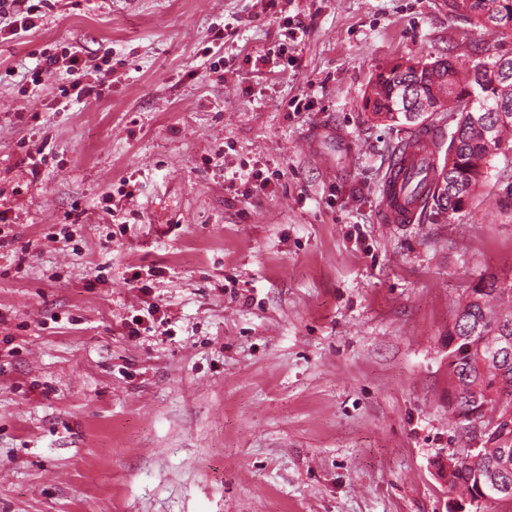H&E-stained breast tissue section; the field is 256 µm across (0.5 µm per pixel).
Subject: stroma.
Returning a JSON list of instances; mask_svg holds the SVG:
<instances>
[{
  "label": "stroma",
  "mask_w": 512,
  "mask_h": 512,
  "mask_svg": "<svg viewBox=\"0 0 512 512\" xmlns=\"http://www.w3.org/2000/svg\"><path fill=\"white\" fill-rule=\"evenodd\" d=\"M488 40L448 0H45L0 34V512H448L435 461L488 444L448 330L512 276V160L460 223H383L409 131L362 100ZM74 44L109 94L33 93Z\"/></svg>",
  "instance_id": "stroma-1"
}]
</instances>
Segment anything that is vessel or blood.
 <instances>
[{
    "mask_svg": "<svg viewBox=\"0 0 512 512\" xmlns=\"http://www.w3.org/2000/svg\"><path fill=\"white\" fill-rule=\"evenodd\" d=\"M396 172L386 175L381 192L380 210L384 223L412 224L422 215V206L411 187L432 179L435 153L433 133H414L404 140L394 158Z\"/></svg>",
    "mask_w": 512,
    "mask_h": 512,
    "instance_id": "obj_1",
    "label": "vessel or blood"
}]
</instances>
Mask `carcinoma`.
<instances>
[{"mask_svg": "<svg viewBox=\"0 0 512 512\" xmlns=\"http://www.w3.org/2000/svg\"><path fill=\"white\" fill-rule=\"evenodd\" d=\"M449 10L468 17L485 30H493L504 41L512 38V0H448ZM465 76H460L451 59L431 62L394 64L378 73L371 89L363 97L364 109L375 119L389 125L413 127L400 111L403 93L420 96L438 112L455 115L453 130L438 178L448 183V196H438V187L428 186L422 198L423 208H433L460 217L477 196V189L487 181L493 159L512 152V116L498 124L494 136L486 135V125L493 123L489 108L512 107V80L505 82L496 69L504 54L476 45ZM456 320L448 335L459 341L448 351V377L456 396L448 410L460 421L472 422L479 409L512 411L511 361L502 365L484 364L488 345L507 334L512 337V279L482 276L464 291ZM497 473L507 493L494 490V500L512 504V464L505 468L498 450L482 448L460 462L448 479V490L468 500L478 480L489 471Z\"/></svg>", "mask_w": 512, "mask_h": 512, "instance_id": "obj_1", "label": "carcinoma"}]
</instances>
